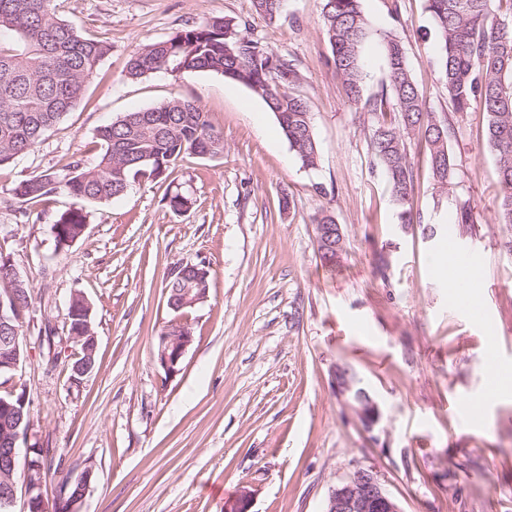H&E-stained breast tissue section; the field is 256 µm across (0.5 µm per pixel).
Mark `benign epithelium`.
Segmentation results:
<instances>
[{"mask_svg":"<svg viewBox=\"0 0 512 512\" xmlns=\"http://www.w3.org/2000/svg\"><path fill=\"white\" fill-rule=\"evenodd\" d=\"M14 287L6 289V295L0 294V329L17 331L15 324L22 321L28 306L21 303L25 296L23 275L14 271ZM208 297V289L187 288L183 291L179 303L170 304L176 316L173 322L181 325L175 335L158 337L157 358L164 371L173 375L179 371L182 359L193 341L188 322L184 319L185 308L195 307ZM81 315L82 324L68 331L67 341L80 348L83 358L73 366L78 376H84L94 367L93 358L97 348V338L91 329V306L86 298L77 293L71 298L68 317ZM21 365L18 352V337L0 336V378L8 385L5 396H0V512H15L18 492H24L25 512H54L61 508L65 512H79V504L88 491L94 469L87 466L81 472L78 492H67L68 485L59 488L54 503H48L43 495V464L38 455L39 448H26L27 476L20 484L13 479L15 458L19 456L18 442L27 437L31 424L23 423V409L26 394H16V387L10 385L15 372ZM336 393L344 404L360 418L366 430L371 431L378 424L381 413L378 404L358 383L349 378L344 367L336 368ZM325 512H402L398 502L382 487L379 479L370 469L358 468L343 482L332 488L327 499Z\"/></svg>","mask_w":512,"mask_h":512,"instance_id":"obj_1","label":"benign epithelium"}]
</instances>
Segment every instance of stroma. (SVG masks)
<instances>
[{
    "instance_id": "stroma-1",
    "label": "stroma",
    "mask_w": 512,
    "mask_h": 512,
    "mask_svg": "<svg viewBox=\"0 0 512 512\" xmlns=\"http://www.w3.org/2000/svg\"><path fill=\"white\" fill-rule=\"evenodd\" d=\"M320 4L286 0L270 24L252 0H57L61 19L109 51L76 107L0 169V252L34 297L16 375L31 430L18 445L53 449L59 473L43 485L46 500L61 477L90 464L81 512H224L243 489L250 512H324L330 489L363 467L402 512H512V390L483 399L490 362L512 368V252L504 247L512 228L496 221L487 115L451 107L426 0H361L372 27L402 41L428 110L450 119L448 187L433 180L420 135L408 142L418 220L401 224L368 150L370 117L329 63ZM213 16L248 24L252 38L293 60L319 145L316 168L301 167L274 115L240 83L208 71L127 78L140 43ZM173 96L197 101L224 137L223 154L184 156L167 179L110 200L58 195L18 205V181L75 160L92 164L102 126ZM175 194L191 200L187 211L170 209ZM463 203L476 222L454 238L482 257L481 321L434 273L444 242L423 231L454 222ZM77 205L88 229L58 247L53 226ZM324 209L346 235L331 267L314 239ZM187 263L205 266L210 288L188 312L193 341L170 376L156 342L174 317L166 276ZM77 292L92 306L97 336L96 364L80 378L66 341ZM47 322L64 340L55 361L40 335ZM339 366L377 402L373 431L337 396ZM471 403L482 415L477 431Z\"/></svg>"
}]
</instances>
